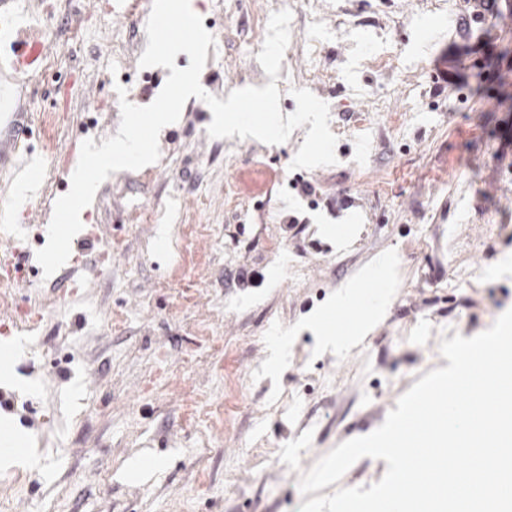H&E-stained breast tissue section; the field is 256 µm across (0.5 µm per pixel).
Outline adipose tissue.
Returning a JSON list of instances; mask_svg holds the SVG:
<instances>
[{"instance_id": "obj_1", "label": "adipose tissue", "mask_w": 512, "mask_h": 512, "mask_svg": "<svg viewBox=\"0 0 512 512\" xmlns=\"http://www.w3.org/2000/svg\"><path fill=\"white\" fill-rule=\"evenodd\" d=\"M368 295L369 291L364 286L344 289L336 299L335 315L316 316V328L324 336L326 344L342 350L360 339L370 311L366 303Z\"/></svg>"}]
</instances>
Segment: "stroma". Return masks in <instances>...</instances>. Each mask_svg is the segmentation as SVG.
Instances as JSON below:
<instances>
[{"mask_svg":"<svg viewBox=\"0 0 512 512\" xmlns=\"http://www.w3.org/2000/svg\"><path fill=\"white\" fill-rule=\"evenodd\" d=\"M242 2L229 16L191 0L224 23L200 75L208 93L259 83L266 32L241 21L273 0ZM325 2L317 51L283 61L312 75L337 137L340 165L313 177V194H298L289 169L306 128L279 145L213 138L203 104L161 130L149 170L99 186L52 276L36 253L55 183H40L27 223L0 229V260L30 265L22 287L0 291V343L23 345L0 379V422L41 461L0 463V512H299L301 472L447 367L444 331L472 337L512 308V7ZM60 14L90 26L74 47L42 39L57 71L77 76L73 112L44 137L37 96L17 126L0 127V141L41 164L74 137L102 145L121 120L81 125L107 94L120 0H68ZM429 16L453 24L435 40ZM149 203L161 221L139 218ZM369 274L385 291L365 339L324 347L311 317ZM139 458L159 466L129 480Z\"/></svg>","mask_w":512,"mask_h":512,"instance_id":"obj_1","label":"stroma"}]
</instances>
